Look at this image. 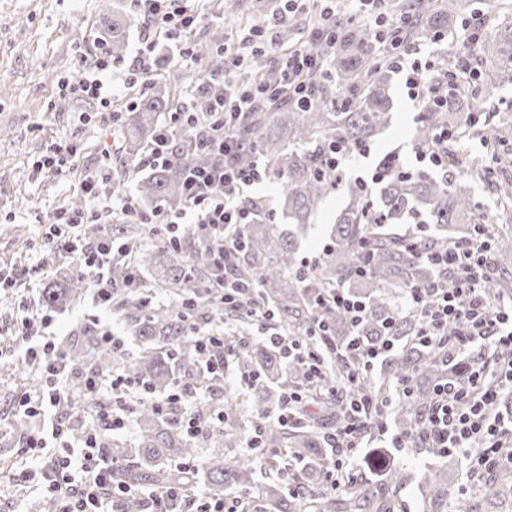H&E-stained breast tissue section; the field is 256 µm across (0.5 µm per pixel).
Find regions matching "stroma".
Returning a JSON list of instances; mask_svg holds the SVG:
<instances>
[{
  "label": "stroma",
  "instance_id": "1",
  "mask_svg": "<svg viewBox=\"0 0 512 512\" xmlns=\"http://www.w3.org/2000/svg\"><path fill=\"white\" fill-rule=\"evenodd\" d=\"M245 0H209L210 22L188 34L190 43L208 42L228 46L239 33L257 19L255 10L245 8ZM99 0H0V271L15 270L14 287L0 288V512H28L33 503L12 481L18 470L25 442L31 431L19 413L16 397L23 388L19 374L21 344L17 336L21 298L37 299L22 277L23 269L39 257L42 227L56 221L59 211L71 198L80 196L81 173H103V151L117 152L121 142L122 118L131 101L144 93L164 94L172 103H181L206 77L205 60L188 68H175L159 60L147 84L118 85L117 77L129 64V57L113 60L112 72L104 81L117 85L112 108L119 122L112 134H104L96 123L75 124L81 112L94 111L92 102L61 98L56 93L59 79L77 75L90 63L99 45ZM392 118L382 136L367 155L353 157L345 172L349 178H369L385 157L399 152L407 167L416 164L412 128L419 110L406 95L400 74L391 83ZM67 140L77 145L81 156L77 172L63 177L35 173L32 164L50 145ZM342 195L332 194L316 214L299 254L315 259L328 241V230L343 207ZM97 315L111 325L112 334L126 350L134 345L126 331L109 312L96 310L92 300H84L54 313L53 326L64 335L89 315ZM386 449L409 474H417L430 461L428 453H410L392 447L389 437L374 436L371 447L360 448L351 465L367 474L371 448Z\"/></svg>",
  "mask_w": 512,
  "mask_h": 512
}]
</instances>
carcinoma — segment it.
<instances>
[{"instance_id":"obj_1","label":"carcinoma","mask_w":512,"mask_h":512,"mask_svg":"<svg viewBox=\"0 0 512 512\" xmlns=\"http://www.w3.org/2000/svg\"><path fill=\"white\" fill-rule=\"evenodd\" d=\"M480 7L484 22L498 26L483 35L490 45L483 46L475 60V84L461 76L462 56L448 46L432 72L434 87L450 82L453 94L445 104L433 103V94L422 102L414 128V142L419 147L431 145L443 129H455L458 137L448 142V168L445 177L406 174L399 167L383 168L379 183L366 190L361 183L346 178L342 169L325 163L330 147L347 151L370 146L388 126L390 116L391 66L378 51L377 42L360 26L345 28L329 49L336 86L345 105L340 107L327 96L322 77H311L313 96L304 106L286 99L259 107L240 126L239 136L246 147L233 161L250 166L260 154L267 175L281 186L280 210L269 217L260 199L247 200L246 206L255 222L246 226L243 244L235 257L237 276L243 282L257 283L236 302L226 304L222 295L211 288L212 269L202 249L188 252L167 241L164 229L151 224H129L121 220L102 226L89 224L84 234L94 240L106 231L124 241L129 259L139 270L152 275L132 283L123 263L112 265V312L123 323L138 347L133 352L104 345L97 333L84 324L65 337L64 349L77 378L90 371H119L124 377L142 382L156 395L170 391L182 378L198 389H213L217 381L199 359L193 324L203 316L227 312L231 328L224 335V349L230 350L241 377L255 385L243 402L232 394L221 402L209 397L199 399L194 410L208 419L218 414L222 420L198 439L188 437L171 417L160 413L149 400L130 404L136 434L134 444L109 433L100 435L101 447L108 449L112 461L121 466V475L129 483L156 487L189 484L195 494L209 499H223L231 489L247 491L244 512H392L397 495L409 482V474L398 463L384 470L378 481H355L336 473L337 490L325 486V477L333 466L336 434L325 429L322 419L343 423V406L330 400L329 392L346 374L357 368L351 355L329 359L321 366L315 381L305 374L309 364L296 356L285 357L278 348L262 338H248L253 326V310L271 309L272 321L288 335L307 338L320 332L323 321L327 337L339 350L346 348L353 336L366 346H376L389 339L397 353L385 360L381 370L365 378L357 394L381 403L392 398L394 387L405 378L413 382L410 397L396 401L388 417L404 447L419 448L423 439L420 427L439 386L455 378L462 366L446 346L422 345L416 340L419 318L416 312L397 304L407 289L427 287L439 282L454 287L451 274L427 261L425 254L438 252L457 243L464 244L476 235L480 224H491L471 195L470 181L492 179L497 205L512 217V178L498 171L512 167V156L498 151V145L512 139V115L504 114L496 122L481 118V112L499 113L501 89L512 82V22L498 18L509 11L506 0H421L415 7L410 27L403 37L407 43H430L444 34L457 37L460 19ZM104 27L101 38L112 57L122 58L128 49V21L102 0ZM197 54L209 60L211 68L224 66V57L208 43L197 47ZM169 109L159 95L141 98L130 110L127 134L122 146L123 162L139 159L141 149L154 141ZM474 133L488 142L483 158L462 153V144ZM214 158L183 146L172 164L153 169L134 185L138 202L176 207L183 202L182 182L187 169L208 166ZM340 191L347 198L329 241L315 267L307 271L298 259L292 233L282 229V221L302 227L310 223L321 202ZM492 262L484 281V293L500 297L512 292V282L502 273L512 266V241L490 232ZM332 288L345 293L365 307L363 322L351 326L340 309L320 307V300ZM89 293L82 274L66 277L62 287L49 284L40 293L41 306L58 311ZM293 387L319 406L321 416L305 418L306 412L288 424L272 418L281 409L285 393L275 394L273 385ZM74 407L83 414L94 412L96 403L76 389ZM67 402L59 410L69 411ZM261 424L259 443L267 452L259 456L236 458L225 452L246 438L256 424ZM435 460L418 475L417 489L425 512H448V498L455 496V454L429 448ZM190 462L187 473L176 463ZM303 484L309 494L303 496L286 489V476ZM512 488L497 473L479 479L463 512H495Z\"/></svg>"}]
</instances>
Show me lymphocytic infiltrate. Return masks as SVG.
<instances>
[{
    "instance_id": "f902f5d3",
    "label": "lymphocytic infiltrate",
    "mask_w": 512,
    "mask_h": 512,
    "mask_svg": "<svg viewBox=\"0 0 512 512\" xmlns=\"http://www.w3.org/2000/svg\"><path fill=\"white\" fill-rule=\"evenodd\" d=\"M142 27L141 45L122 77L124 83L146 81L153 71L158 52H165L169 63L177 67L194 62L192 48L181 41L183 32L204 22L206 0H131ZM368 10L365 23L373 31L385 58L391 59L402 73L408 98L421 102L427 91L423 79L434 68L432 61L414 58L412 50L399 37L409 25L406 17L392 15L387 0H358ZM302 0H279L278 6L241 34L236 48L225 51L224 68L209 73L186 101L172 113L170 123L148 149V166L165 165L176 160L179 144L176 133L191 130L202 151L214 155V163L192 173L186 180L185 200L175 212L157 207L144 213L138 206L111 196L107 177L84 174L81 187L90 205L78 211H59L56 224L44 233L39 248L68 261L87 277L94 302L106 307L112 295L113 262L123 260V250L112 239L89 241L79 229L86 224H105L121 214L137 224L164 227L171 240L182 241L186 233L203 239L209 248L216 271L213 287L232 290V259L241 244L246 224L252 217L241 204L245 187L265 175L261 165L240 168L229 164L238 141L234 128L240 119L265 101L288 98L306 104L312 94L309 78L330 69L329 47L336 44V12L323 5L305 41L291 49L279 42L284 24L300 13ZM163 29L168 45H159L152 31ZM252 56L264 57L266 74L252 82L238 81L234 73ZM112 71V56L98 49L91 63L76 77L60 82L59 94L93 101L95 118L104 128L114 123L112 100L102 77ZM491 257L484 233H477L463 248L432 254L433 263L455 277L453 288H412L407 301L421 319L418 339L421 343L442 342L467 361L458 378L439 388L434 406L423 423V433L433 447L467 455L471 469L491 474L505 465L512 466V417L498 413L502 396L512 390V360L488 372L482 358L469 357L477 345L512 348V300L490 301L482 290ZM22 312L18 334L26 350L23 361L41 373L36 392H25L18 405L28 417L53 411L50 435H31L25 461L13 476L25 493L53 500L57 512H119L120 503L129 496L140 497L145 512H170L173 500L189 499V512H243L242 498L210 501L201 496L187 497L182 487L151 490L134 487L118 479V468L105 449L100 448V431L124 429L128 423L117 393H134L133 383L121 375L89 376L84 381L88 393L100 396L102 404L92 422L77 427L71 416L56 415L55 410L69 393L71 372L59 338L52 329L51 315L33 313L28 301L18 304ZM456 335H449L450 326ZM376 410L368 398L350 402V417L338 432L339 449L334 469L345 470L350 457L361 443V434L373 420Z\"/></svg>"
}]
</instances>
